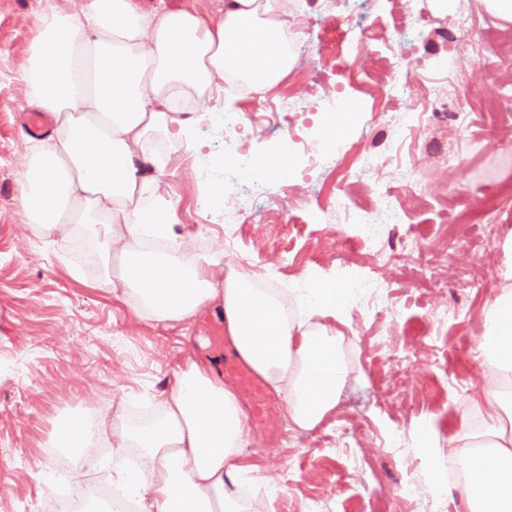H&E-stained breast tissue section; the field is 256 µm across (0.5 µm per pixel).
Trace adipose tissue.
Instances as JSON below:
<instances>
[{
  "mask_svg": "<svg viewBox=\"0 0 512 512\" xmlns=\"http://www.w3.org/2000/svg\"><path fill=\"white\" fill-rule=\"evenodd\" d=\"M287 0H224L211 18L167 0H48L32 25L21 81L29 107L53 129L32 144L17 180L23 220L42 237L86 229L102 258V287L140 319L171 325L218 308L237 354L283 395L289 426L315 431L336 412L349 364L334 320L344 288L325 280L307 293L301 319L262 287L253 270L224 268V251L187 257L172 224L179 205L165 190L168 158L153 148L199 152L195 130L234 78L267 93L295 62ZM481 309V394L449 434L447 454L467 475V512H512V264ZM74 447L106 442L138 451L113 482L142 512H242L239 459L250 443L235 390L202 363L187 362L156 416L125 421L118 403L77 415Z\"/></svg>",
  "mask_w": 512,
  "mask_h": 512,
  "instance_id": "1",
  "label": "adipose tissue"
}]
</instances>
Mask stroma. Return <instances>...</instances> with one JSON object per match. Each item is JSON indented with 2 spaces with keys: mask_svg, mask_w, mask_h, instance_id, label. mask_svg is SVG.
<instances>
[{
  "mask_svg": "<svg viewBox=\"0 0 512 512\" xmlns=\"http://www.w3.org/2000/svg\"><path fill=\"white\" fill-rule=\"evenodd\" d=\"M290 22L307 35L297 65L274 90V97L299 99L301 109L289 113L290 123L320 136L328 125L323 93L333 91L337 109L349 113L337 135L349 143L378 152L388 147L389 126L424 107L421 90L447 86L448 77L428 70L433 57L454 55L460 81L473 114L468 132L448 131L450 165L422 162L416 179L423 191L404 202L399 224L387 225L381 242L400 247L420 242L424 254L440 259L448 269L480 261L484 285L479 292L460 296L448 288L425 289L420 281L396 267L383 269L396 285V305L386 315L367 316L358 297H350L349 313L336 331L353 336L346 386L337 415L351 437L346 446L333 432L315 430L312 437L283 442L286 412L265 425L250 428L251 445L241 458L246 474L261 480L277 477L293 466L298 487L279 485L267 504L250 503L249 512H304L306 498L324 496V512H369L375 498H383L387 512H463L457 490H448L444 504L430 495L407 501L398 491L406 482L425 481L439 469L438 458L411 442L401 455L383 446L397 428H413L434 415L454 428L460 410L453 388L432 378L428 363L456 365L459 356L475 346V320L501 281L504 267L500 237L481 238L478 226L458 225L456 245L447 249L444 226L455 215L480 209L486 197L512 185V116L493 121L489 110L501 89L512 82V25L486 12L480 0H453L440 13L436 0H295ZM46 0H0V512H30L45 497L54 480L43 450L55 427L68 416L84 413L101 392L110 401L134 391L150 401L133 404L126 419L141 424L154 416L155 403L170 388L186 359L219 368L224 354L209 339L224 333V316L208 308L189 320L156 325L139 320L132 310L101 287V258L87 237L78 234L48 243L24 224L16 199V182L32 138L34 112L25 101L19 71L25 59L35 17ZM476 16L474 36L494 56V66L476 63L455 39L458 13ZM400 50L418 66L416 77L396 96H384L387 66L393 50ZM299 178L274 189H287L295 203L276 206L261 222L239 225L237 244L280 283L315 273L336 278V256L347 265L369 262L371 255L360 234L347 226L322 223L320 215L336 193L335 171L305 161L296 164ZM168 189L179 197L173 226L181 244L201 242L202 253L224 240L223 227L210 223L197 195L194 162L182 154L168 164ZM296 260L281 262L283 247ZM84 249L82 271L67 268L75 249ZM448 304L469 310L472 318L434 332L431 307ZM388 332L395 351H413L414 365L404 375V391L388 396L390 360L375 336ZM437 335L430 350L427 336Z\"/></svg>",
  "mask_w": 512,
  "mask_h": 512,
  "instance_id": "stroma-1",
  "label": "stroma"
}]
</instances>
